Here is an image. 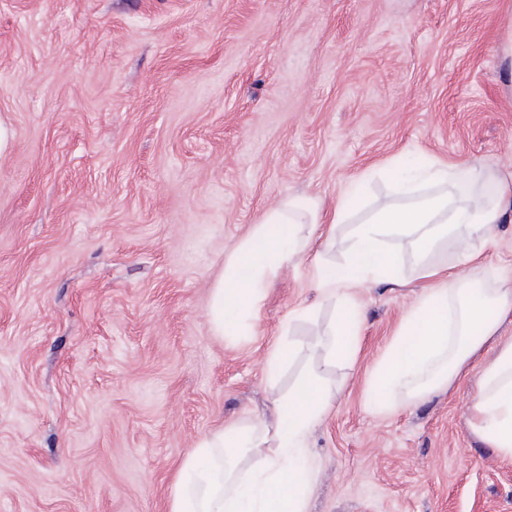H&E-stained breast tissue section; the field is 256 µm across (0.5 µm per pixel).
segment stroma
Segmentation results:
<instances>
[{
	"instance_id": "stroma-1",
	"label": "stroma",
	"mask_w": 512,
	"mask_h": 512,
	"mask_svg": "<svg viewBox=\"0 0 512 512\" xmlns=\"http://www.w3.org/2000/svg\"><path fill=\"white\" fill-rule=\"evenodd\" d=\"M512 0H0V512H170L204 435L270 414L281 334L334 316L303 257L254 333L209 325L224 257L290 196L383 201L389 167L512 175ZM512 276V223L467 272ZM420 291L354 289L356 353L309 437V512H512V459L472 430L473 369L389 413L371 371ZM314 318L290 320L298 308Z\"/></svg>"
}]
</instances>
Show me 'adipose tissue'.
I'll return each instance as SVG.
<instances>
[{"mask_svg": "<svg viewBox=\"0 0 512 512\" xmlns=\"http://www.w3.org/2000/svg\"><path fill=\"white\" fill-rule=\"evenodd\" d=\"M428 192L403 171L392 172L395 200L380 204L354 225L344 242L347 275L336 279L316 271L322 303L339 312L308 346L288 340L267 355L277 372L300 348L326 362L351 359L363 323L352 289L369 282L406 285L402 251L417 258L422 292L403 317L397 336L371 374L373 407L385 410L448 388L497 335L512 312V283L496 279L482 288L461 276L495 238L497 224L512 214V183L485 178L466 164L430 163L424 172ZM322 223L321 204L287 199L267 210L262 221L224 260V273L211 287L209 320L213 335L229 341L251 335L259 319L268 281L301 259L310 238L297 232V213ZM455 258L456 272L434 263L439 252ZM336 389L310 369L296 392L274 400L276 420L233 422L203 436L183 460L173 486L170 512H308L320 468L307 452L310 432L332 409ZM470 424L480 438L512 459V342L504 344L477 375L469 407Z\"/></svg>", "mask_w": 512, "mask_h": 512, "instance_id": "obj_1", "label": "adipose tissue"}]
</instances>
